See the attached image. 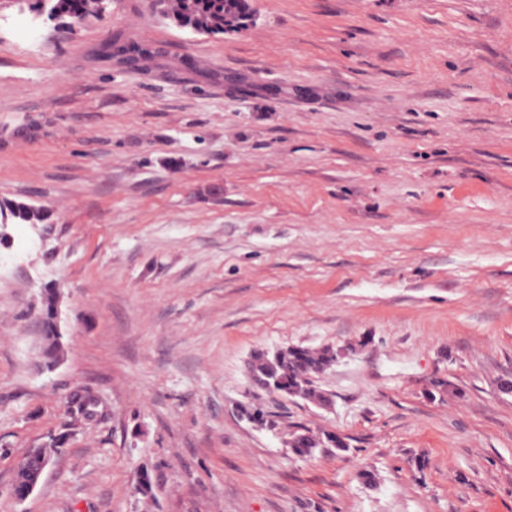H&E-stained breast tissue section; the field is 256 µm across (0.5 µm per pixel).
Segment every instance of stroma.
Here are the masks:
<instances>
[{"mask_svg": "<svg viewBox=\"0 0 512 512\" xmlns=\"http://www.w3.org/2000/svg\"><path fill=\"white\" fill-rule=\"evenodd\" d=\"M254 6L210 37L0 0V201L51 214L0 243V512H512V0ZM289 345L354 346L330 408L251 388ZM76 386L105 419L17 501ZM152 57L151 48L138 43L122 46L114 54L116 63L120 65H141ZM304 432L307 434L301 437V439H297L298 435ZM334 437L335 434L332 433H318L309 429H303L300 432L295 431L289 434L287 441L288 446L286 444V447H288L289 452L295 456L303 458L312 457L319 448H322V443H325L326 448H333L329 445L328 441H331Z\"/></svg>", "mask_w": 512, "mask_h": 512, "instance_id": "1", "label": "stroma"}]
</instances>
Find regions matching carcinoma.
Masks as SVG:
<instances>
[{"label":"carcinoma","mask_w":512,"mask_h":512,"mask_svg":"<svg viewBox=\"0 0 512 512\" xmlns=\"http://www.w3.org/2000/svg\"><path fill=\"white\" fill-rule=\"evenodd\" d=\"M36 18L67 19L80 24L103 14L109 0H21ZM159 16L194 34L217 36L237 32L251 22L255 14L253 0H163ZM153 57L150 47L133 43L118 48L114 54L120 65H140ZM50 211L25 201L0 202V236L7 235L11 224H45ZM336 363V350L322 347H280L274 353L254 354L251 381L254 387L284 396L294 394L309 403L324 399L317 378ZM334 438L332 433L309 429L305 436L295 431L288 436V450L298 457H312L322 444Z\"/></svg>","instance_id":"1"}]
</instances>
